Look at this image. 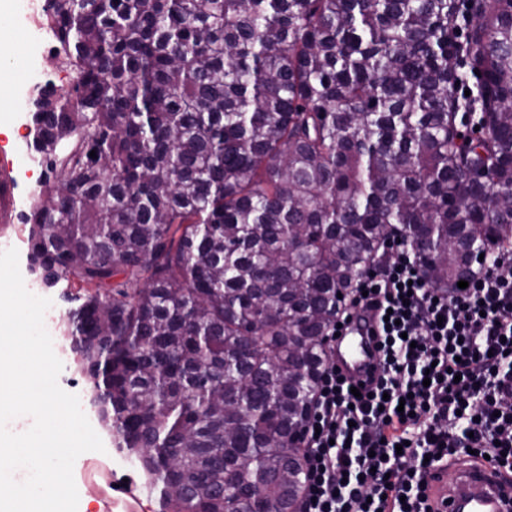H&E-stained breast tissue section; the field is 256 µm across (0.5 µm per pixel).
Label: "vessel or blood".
I'll return each mask as SVG.
<instances>
[{"mask_svg": "<svg viewBox=\"0 0 512 512\" xmlns=\"http://www.w3.org/2000/svg\"><path fill=\"white\" fill-rule=\"evenodd\" d=\"M377 341L364 326L351 322L335 345L336 365L352 380L378 367ZM429 494L439 512H512V477L495 466L455 463L430 481Z\"/></svg>", "mask_w": 512, "mask_h": 512, "instance_id": "obj_1", "label": "vessel or blood"}]
</instances>
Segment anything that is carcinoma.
<instances>
[{"mask_svg":"<svg viewBox=\"0 0 512 512\" xmlns=\"http://www.w3.org/2000/svg\"><path fill=\"white\" fill-rule=\"evenodd\" d=\"M27 261L162 512H296L347 295L512 235V0H45ZM470 95H465V90ZM480 136L465 138V129ZM96 157H90V152Z\"/></svg>","mask_w":512,"mask_h":512,"instance_id":"carcinoma-1","label":"carcinoma"}]
</instances>
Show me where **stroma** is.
Instances as JSON below:
<instances>
[{
    "mask_svg": "<svg viewBox=\"0 0 512 512\" xmlns=\"http://www.w3.org/2000/svg\"><path fill=\"white\" fill-rule=\"evenodd\" d=\"M48 51V46L29 27L27 12L17 9L0 12V58L18 66L15 82L5 87L7 106L0 109V122L16 131L11 139L0 135V181H7L12 189V199L0 214V250L14 248L21 253L26 250L24 217L29 211L31 191L43 169L34 165L26 147L28 112L18 101L34 84H62L64 74L53 65ZM22 277L25 284L34 286L36 295L52 301L49 313L54 321L47 331L53 338L54 352L63 363L58 383L63 390L79 397L83 412L104 444L103 451L83 453L75 461L73 475L79 497L91 498L90 512H160L158 496L146 487L138 463L118 451L111 431L99 420L90 386L67 338L70 302L60 291L37 286L34 274L26 271ZM115 472L128 475L129 493L110 489L108 478Z\"/></svg>",
    "mask_w": 512,
    "mask_h": 512,
    "instance_id": "1",
    "label": "stroma"
}]
</instances>
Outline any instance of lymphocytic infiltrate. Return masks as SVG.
Returning a JSON list of instances; mask_svg holds the SVG:
<instances>
[{
  "label": "lymphocytic infiltrate",
  "mask_w": 512,
  "mask_h": 512,
  "mask_svg": "<svg viewBox=\"0 0 512 512\" xmlns=\"http://www.w3.org/2000/svg\"><path fill=\"white\" fill-rule=\"evenodd\" d=\"M336 321L374 320L380 372L359 394L326 356L305 422L302 512H434L425 476L475 453L512 470V247L476 263L467 288H432L388 242Z\"/></svg>",
  "instance_id": "1"
}]
</instances>
